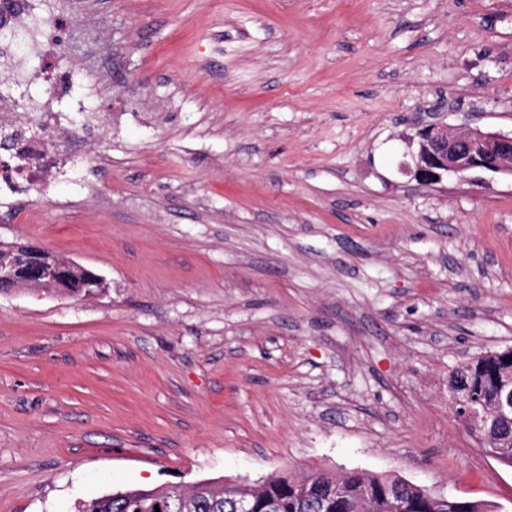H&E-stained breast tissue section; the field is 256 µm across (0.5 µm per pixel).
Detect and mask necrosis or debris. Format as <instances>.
Instances as JSON below:
<instances>
[{"label":"necrosis or debris","mask_w":512,"mask_h":512,"mask_svg":"<svg viewBox=\"0 0 512 512\" xmlns=\"http://www.w3.org/2000/svg\"><path fill=\"white\" fill-rule=\"evenodd\" d=\"M35 18L40 24L28 43L30 55L41 57L64 50L68 19L52 0H0V21H6L9 29L28 26ZM39 79L42 91L38 96L11 100L8 111L0 113V134L13 137L11 150L0 151V190L48 193L55 180L67 174L71 154L85 143L74 114H84L89 121L95 118L90 111L95 90L82 78L60 69L40 73ZM63 100L68 102L69 112L56 111V103Z\"/></svg>","instance_id":"1"}]
</instances>
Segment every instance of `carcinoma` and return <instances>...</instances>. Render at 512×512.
Masks as SVG:
<instances>
[{
    "label": "carcinoma",
    "mask_w": 512,
    "mask_h": 512,
    "mask_svg": "<svg viewBox=\"0 0 512 512\" xmlns=\"http://www.w3.org/2000/svg\"><path fill=\"white\" fill-rule=\"evenodd\" d=\"M512 383V349L490 353L458 365L448 384L454 385L459 398L476 396L487 405L496 403L502 382ZM473 436L501 464L512 467V434L509 427L499 432L476 431ZM287 473H275L260 493L242 482L228 484L218 495L210 482H202L182 492L183 512H232L231 499L254 496V512H358L369 502V512H494L493 506L479 501L446 497L429 502L422 489L397 476L375 475L353 470L336 474L327 470L307 473L306 496L300 497L286 479ZM178 490L176 486L149 489L131 488L114 495L106 493L81 503L78 512H155V505Z\"/></svg>",
    "instance_id": "carcinoma-1"
}]
</instances>
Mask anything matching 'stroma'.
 I'll list each match as a JSON object with an SVG mask.
<instances>
[{
    "label": "stroma",
    "instance_id": "1",
    "mask_svg": "<svg viewBox=\"0 0 512 512\" xmlns=\"http://www.w3.org/2000/svg\"><path fill=\"white\" fill-rule=\"evenodd\" d=\"M111 114L0 217L106 295H0V512L316 468L512 512L448 402L512 348V180L408 171L411 113L512 133V0H64Z\"/></svg>",
    "mask_w": 512,
    "mask_h": 512
}]
</instances>
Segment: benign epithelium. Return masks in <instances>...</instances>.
<instances>
[{
	"label": "benign epithelium",
	"instance_id": "benign-epithelium-1",
	"mask_svg": "<svg viewBox=\"0 0 512 512\" xmlns=\"http://www.w3.org/2000/svg\"><path fill=\"white\" fill-rule=\"evenodd\" d=\"M416 133L417 149L412 153L411 173L420 185L439 183L445 177L463 179L474 171L512 178V134L459 130L433 120ZM60 294L75 299L98 298L105 294L106 282L94 271L47 248L0 243V293L19 289ZM452 404L464 419L480 427L501 420L512 421V394L507 402L491 409L478 398L461 400L451 394Z\"/></svg>",
	"mask_w": 512,
	"mask_h": 512
}]
</instances>
